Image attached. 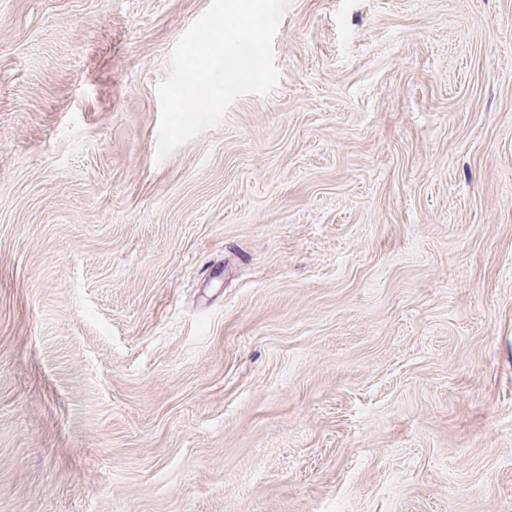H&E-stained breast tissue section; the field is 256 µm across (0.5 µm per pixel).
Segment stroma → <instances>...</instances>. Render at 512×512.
Segmentation results:
<instances>
[{
	"instance_id": "1",
	"label": "stroma",
	"mask_w": 512,
	"mask_h": 512,
	"mask_svg": "<svg viewBox=\"0 0 512 512\" xmlns=\"http://www.w3.org/2000/svg\"><path fill=\"white\" fill-rule=\"evenodd\" d=\"M211 0H0V512H512V0H284L157 159Z\"/></svg>"
}]
</instances>
